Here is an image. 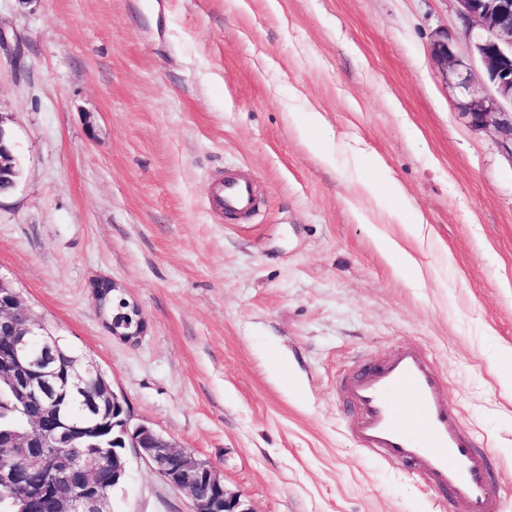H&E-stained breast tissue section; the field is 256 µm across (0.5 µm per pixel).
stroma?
<instances>
[{
  "mask_svg": "<svg viewBox=\"0 0 512 512\" xmlns=\"http://www.w3.org/2000/svg\"><path fill=\"white\" fill-rule=\"evenodd\" d=\"M454 0H0V277L90 357L134 422L212 463L252 512H448L364 454L339 377L432 355L512 512V154L468 126L429 53ZM323 125L311 128V113ZM330 154L323 163L321 154ZM233 171L246 219L212 200ZM402 192L373 199L365 179ZM422 214L400 273L371 231ZM148 323L112 335L91 283ZM112 512H192L133 449Z\"/></svg>",
  "mask_w": 512,
  "mask_h": 512,
  "instance_id": "1",
  "label": "stroma"
}]
</instances>
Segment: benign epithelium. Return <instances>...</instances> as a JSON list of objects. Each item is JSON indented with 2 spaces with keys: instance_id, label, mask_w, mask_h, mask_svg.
Segmentation results:
<instances>
[{
  "instance_id": "7a95c632",
  "label": "benign epithelium",
  "mask_w": 512,
  "mask_h": 512,
  "mask_svg": "<svg viewBox=\"0 0 512 512\" xmlns=\"http://www.w3.org/2000/svg\"><path fill=\"white\" fill-rule=\"evenodd\" d=\"M458 19L468 45L461 56L448 34L431 46V56L443 73H453L459 93L457 107L478 129L492 128L512 152V0H457ZM479 63L485 88L475 86L469 61ZM146 322L138 316L112 322V335L125 341L139 339ZM0 389L10 392L25 419L20 426L0 431V447L25 463V470L0 465V488L14 492L10 512H109L100 488L103 467L89 460L83 464L59 452L84 448L97 429L65 415L54 398V365L63 354L62 337L40 324L22 305L10 282L0 277ZM69 386L90 412L122 413L130 446L171 487L193 502V512H252L241 496L224 486L220 471L144 424L132 422L125 399L112 383L90 376L79 357H68ZM128 459L124 449H112V482L124 479ZM34 470L40 480L29 483L25 471Z\"/></svg>"
}]
</instances>
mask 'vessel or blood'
Returning <instances> with one entry per match:
<instances>
[{
    "label": "vessel or blood",
    "mask_w": 512,
    "mask_h": 512,
    "mask_svg": "<svg viewBox=\"0 0 512 512\" xmlns=\"http://www.w3.org/2000/svg\"><path fill=\"white\" fill-rule=\"evenodd\" d=\"M225 211L250 210V184L225 180L214 191ZM343 390L354 410L351 432L359 448L385 460L420 465L448 512H501L486 448L465 430L447 399L429 356L402 346L383 360L362 362Z\"/></svg>",
    "instance_id": "obj_1"
}]
</instances>
